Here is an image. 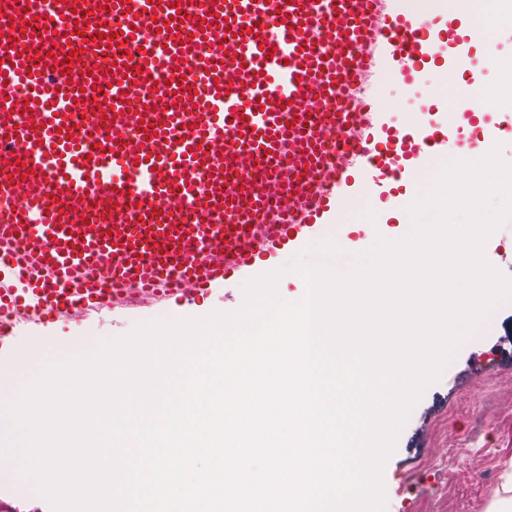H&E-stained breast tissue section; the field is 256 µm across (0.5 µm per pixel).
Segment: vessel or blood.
<instances>
[{
	"mask_svg": "<svg viewBox=\"0 0 512 512\" xmlns=\"http://www.w3.org/2000/svg\"><path fill=\"white\" fill-rule=\"evenodd\" d=\"M106 2L129 15L119 33L104 28L88 0H66L70 22L59 35L11 23V0H0V161L21 154L30 169L0 179V203L12 209L0 221V266L11 269L0 278V345L21 325L120 303L162 309L188 292L272 271L258 265L260 254L313 245L322 224L334 225L347 248L346 209L390 197L392 183L413 182L422 166L452 161L455 114L487 107L474 95L486 82L471 56L474 28L403 17L390 0ZM146 19L161 35H145ZM78 28L102 32L103 75H88L81 62L60 75ZM326 40L335 54L323 51ZM50 41L53 56L29 72L28 54ZM114 41L139 47V69L112 51ZM389 64L402 73L429 67L436 80L460 73L456 110L443 102L413 130L390 126L388 104L365 96L368 79ZM156 72L169 86L154 97L145 80ZM115 78L129 99L93 111L97 87ZM195 79L202 94L190 88ZM351 89L356 111L326 124L314 118L321 94ZM78 112L88 116L80 126ZM345 127L352 141L335 148ZM506 134L511 117L487 122L481 148ZM364 166L373 176L355 178ZM91 197L111 205V223L80 219ZM228 210L236 223L226 229Z\"/></svg>",
	"mask_w": 512,
	"mask_h": 512,
	"instance_id": "obj_1",
	"label": "vessel or blood"
}]
</instances>
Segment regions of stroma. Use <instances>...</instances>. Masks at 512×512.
<instances>
[{
    "mask_svg": "<svg viewBox=\"0 0 512 512\" xmlns=\"http://www.w3.org/2000/svg\"><path fill=\"white\" fill-rule=\"evenodd\" d=\"M430 77L385 72L373 87L391 102L392 125L406 129L428 118ZM244 278L191 295L175 304L183 317L238 311ZM153 305L119 306L84 320L63 317L20 327L0 348V378L46 342L88 343L127 334L160 318ZM512 464V303L497 306L488 328L459 347L439 380L429 385L401 429L384 472V512H488L493 491Z\"/></svg>",
    "mask_w": 512,
    "mask_h": 512,
    "instance_id": "obj_1",
    "label": "stroma"
}]
</instances>
